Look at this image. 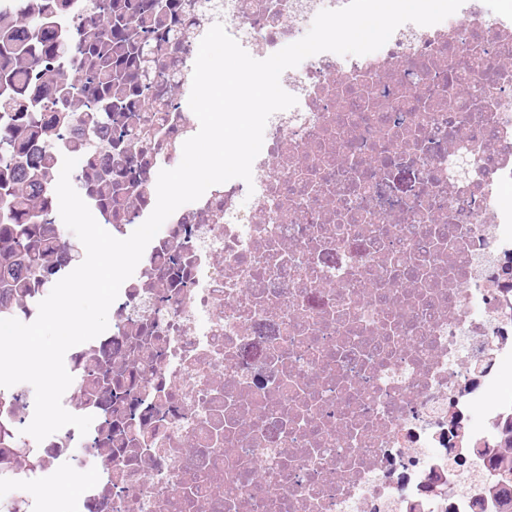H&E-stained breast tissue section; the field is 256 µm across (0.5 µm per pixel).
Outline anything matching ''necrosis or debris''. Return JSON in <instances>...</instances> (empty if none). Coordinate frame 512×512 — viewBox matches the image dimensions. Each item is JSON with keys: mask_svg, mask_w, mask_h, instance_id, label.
Returning a JSON list of instances; mask_svg holds the SVG:
<instances>
[{"mask_svg": "<svg viewBox=\"0 0 512 512\" xmlns=\"http://www.w3.org/2000/svg\"><path fill=\"white\" fill-rule=\"evenodd\" d=\"M348 0H176L175 80L130 161L144 186L99 223L127 238L215 23L262 60ZM251 182L178 208L72 347L63 401L93 423L36 441L22 385L0 388V512H498L484 448L512 423V0H464L378 51L285 70ZM114 131L49 129L91 176ZM64 476H69V479L67 481H63ZM87 474L83 476H76V475H70V474H63L59 476L55 481V487L51 488L55 493V500L57 502V509L52 510L55 506V500L54 498L47 497L46 498V506L48 511L53 512H67L70 509L67 507L70 499L74 496V494L77 491L78 486L80 483L87 479Z\"/></svg>", "mask_w": 512, "mask_h": 512, "instance_id": "necrosis-or-debris-1", "label": "necrosis or debris"}]
</instances>
